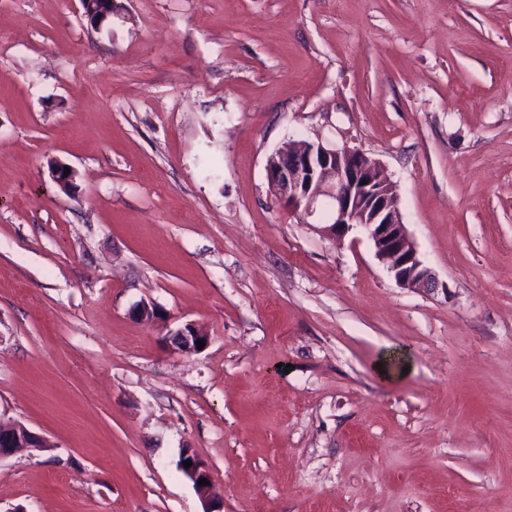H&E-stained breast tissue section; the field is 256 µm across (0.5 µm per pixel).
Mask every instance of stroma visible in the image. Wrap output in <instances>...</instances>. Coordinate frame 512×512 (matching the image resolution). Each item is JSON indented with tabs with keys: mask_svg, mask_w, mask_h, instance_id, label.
<instances>
[{
	"mask_svg": "<svg viewBox=\"0 0 512 512\" xmlns=\"http://www.w3.org/2000/svg\"><path fill=\"white\" fill-rule=\"evenodd\" d=\"M291 140L435 290L271 195ZM0 414V512H204L186 448L220 512H512V0H0ZM276 152L266 165L269 190L288 206L298 205L304 223L333 238L359 230L401 288H436L435 275L420 258L398 194L378 161L322 142H289ZM167 339L174 349L182 353L200 352L201 350H198L196 342L204 340V349L210 340L209 336L202 333L193 323H186L172 331ZM47 439L19 421L3 422L0 418V459L10 456L18 448H41Z\"/></svg>",
	"mask_w": 512,
	"mask_h": 512,
	"instance_id": "stroma-1",
	"label": "stroma"
}]
</instances>
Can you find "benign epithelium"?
Segmentation results:
<instances>
[{
    "instance_id": "7a95c632",
    "label": "benign epithelium",
    "mask_w": 512,
    "mask_h": 512,
    "mask_svg": "<svg viewBox=\"0 0 512 512\" xmlns=\"http://www.w3.org/2000/svg\"><path fill=\"white\" fill-rule=\"evenodd\" d=\"M271 194L298 207L303 222L327 237H344L353 230L373 243L378 259L386 264L396 283L409 290L431 291L435 275L420 258L404 224L399 197L378 161L349 147H331L321 142L288 143L266 165ZM209 337L192 323L168 336L169 344L182 353L198 351L196 342ZM47 439L19 421L0 420V459L19 448H40ZM202 499H208L210 478L204 462L182 469Z\"/></svg>"
}]
</instances>
